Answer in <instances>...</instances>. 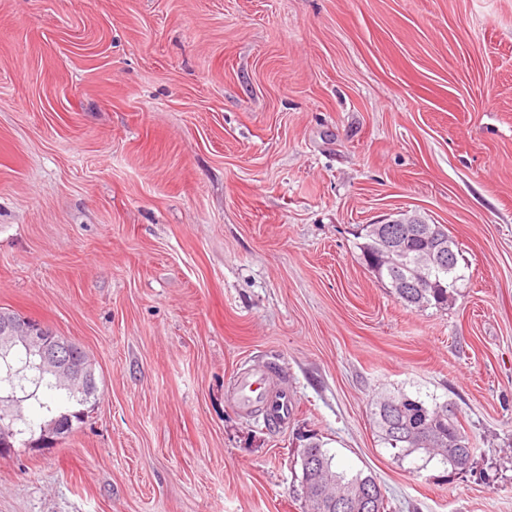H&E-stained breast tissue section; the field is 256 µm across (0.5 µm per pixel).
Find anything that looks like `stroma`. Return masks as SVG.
I'll use <instances>...</instances> for the list:
<instances>
[{
  "label": "stroma",
  "instance_id": "35a3bbf8",
  "mask_svg": "<svg viewBox=\"0 0 512 512\" xmlns=\"http://www.w3.org/2000/svg\"><path fill=\"white\" fill-rule=\"evenodd\" d=\"M402 213L458 245L447 308L360 258ZM0 311L98 384L0 512H303L313 439L390 512H512V0H0ZM259 366L281 425L231 397ZM398 390L468 469L384 446ZM431 400L404 392L379 397L372 413L379 437L386 448L397 450L399 459L424 454L425 465L440 457L443 464L461 470L464 463L471 464L472 437L453 405L433 397ZM394 403L399 407L392 413Z\"/></svg>",
  "mask_w": 512,
  "mask_h": 512
}]
</instances>
